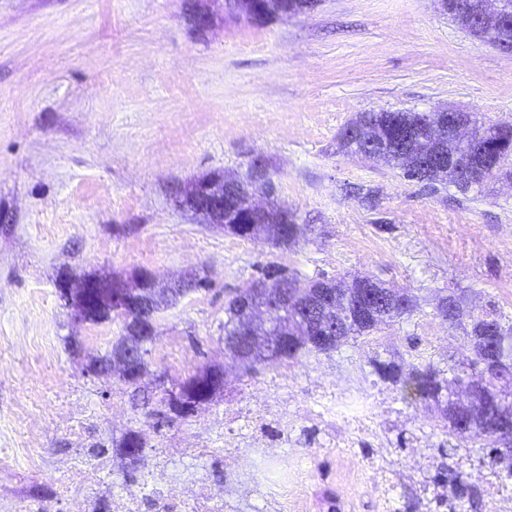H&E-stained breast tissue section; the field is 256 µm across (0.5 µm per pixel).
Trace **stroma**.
<instances>
[{
    "instance_id": "35a3bbf8",
    "label": "stroma",
    "mask_w": 512,
    "mask_h": 512,
    "mask_svg": "<svg viewBox=\"0 0 512 512\" xmlns=\"http://www.w3.org/2000/svg\"><path fill=\"white\" fill-rule=\"evenodd\" d=\"M199 8L213 17L203 35ZM438 107L512 123V50L471 37L439 0H319L260 23L226 17L223 0H0V512H112L129 492L164 512L160 468L184 491L206 477L218 512H453L456 470L476 512H512V459L458 444L433 403L374 368L433 363L464 401L470 313L512 323V179L464 195L340 146L360 113ZM256 160L295 243L176 207V187L245 178ZM267 269L368 276L417 306L244 375L224 351V300ZM138 270L208 285L156 313L148 373L129 386L89 370L124 320L74 322L57 285ZM452 293L465 311L453 326L437 314ZM209 366L226 369L223 394L171 417L166 390ZM132 431L135 470L119 452ZM78 473L93 496L74 493Z\"/></svg>"
}]
</instances>
